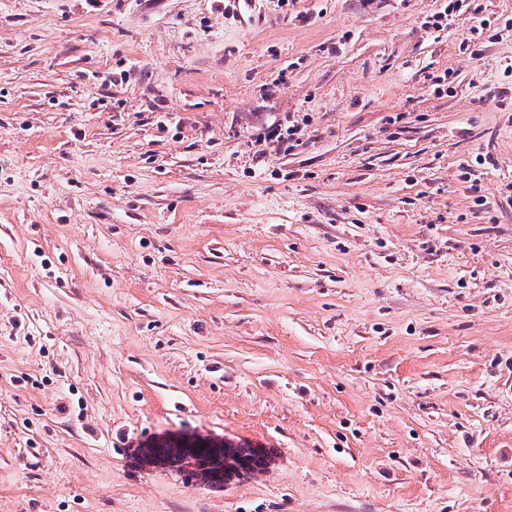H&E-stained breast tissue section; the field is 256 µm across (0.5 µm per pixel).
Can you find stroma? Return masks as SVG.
<instances>
[{
  "instance_id": "obj_1",
  "label": "stroma",
  "mask_w": 512,
  "mask_h": 512,
  "mask_svg": "<svg viewBox=\"0 0 512 512\" xmlns=\"http://www.w3.org/2000/svg\"><path fill=\"white\" fill-rule=\"evenodd\" d=\"M481 4L479 36L439 0H0V512H512ZM182 436L272 461L141 455ZM181 441H165L154 444L147 449L145 459L154 464L176 468L181 472H187L188 476H202L210 483L223 484L239 478L242 474L237 470L236 464L240 461L247 462L249 472L255 474L262 471L269 464V453L262 448H253L249 445H235L230 442L216 444L206 439H184ZM216 451L210 455L201 457L193 456L187 452H194L200 448ZM221 452H218L219 450ZM187 451H185V450ZM189 466H193L190 470ZM217 477V479H215Z\"/></svg>"
}]
</instances>
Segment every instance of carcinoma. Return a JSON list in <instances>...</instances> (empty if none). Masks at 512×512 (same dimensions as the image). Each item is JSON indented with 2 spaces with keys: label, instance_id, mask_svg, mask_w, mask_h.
<instances>
[{
  "label": "carcinoma",
  "instance_id": "obj_1",
  "mask_svg": "<svg viewBox=\"0 0 512 512\" xmlns=\"http://www.w3.org/2000/svg\"><path fill=\"white\" fill-rule=\"evenodd\" d=\"M146 460L221 485L241 476L236 468L240 461L248 464L251 475L262 471L269 464V453L261 448L226 442L224 450L198 457L187 453L181 442L166 441L148 447Z\"/></svg>",
  "mask_w": 512,
  "mask_h": 512
}]
</instances>
